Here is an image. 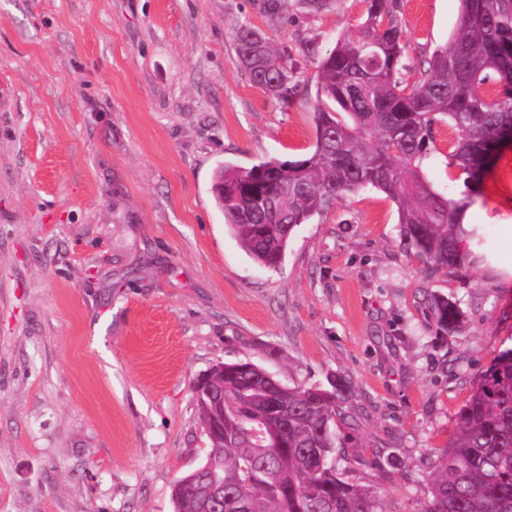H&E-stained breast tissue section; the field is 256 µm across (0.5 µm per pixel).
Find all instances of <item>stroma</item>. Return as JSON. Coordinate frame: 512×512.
Instances as JSON below:
<instances>
[{"label": "stroma", "mask_w": 512, "mask_h": 512, "mask_svg": "<svg viewBox=\"0 0 512 512\" xmlns=\"http://www.w3.org/2000/svg\"><path fill=\"white\" fill-rule=\"evenodd\" d=\"M405 77L459 20L458 0H400ZM360 0H0V512H173L175 482L208 452L194 396L247 359L288 386L341 379L336 470L420 512L416 481L482 371L512 348V146L474 191L439 123L424 162L469 198L489 261L428 269L374 188L299 225L281 267H259L211 190L224 163L313 151L315 58ZM287 46L299 80L279 102L253 85L234 31ZM462 312L441 340L429 306Z\"/></svg>", "instance_id": "stroma-1"}]
</instances>
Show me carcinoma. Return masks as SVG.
<instances>
[{"label": "carcinoma", "mask_w": 512, "mask_h": 512, "mask_svg": "<svg viewBox=\"0 0 512 512\" xmlns=\"http://www.w3.org/2000/svg\"><path fill=\"white\" fill-rule=\"evenodd\" d=\"M361 2L363 21L333 48L303 46L319 57L311 156L226 163L213 175V186L224 185L215 201L245 253L275 269L295 227L372 187L398 205L407 247L435 270L466 273L479 261L462 246L479 240L461 224L469 202L437 192L424 160L434 126L448 120L457 131L449 165L471 188L512 140V0H460L458 26L411 84L400 77V0ZM234 39L252 82L277 101L293 99L290 53L249 25ZM431 307L442 335L459 331L456 303L434 296ZM194 393L209 451L175 484L174 512H380L377 491L345 480L333 464L344 382L289 387L238 360ZM425 478L430 498L420 512H512V349L482 374Z\"/></svg>", "instance_id": "carcinoma-1"}]
</instances>
